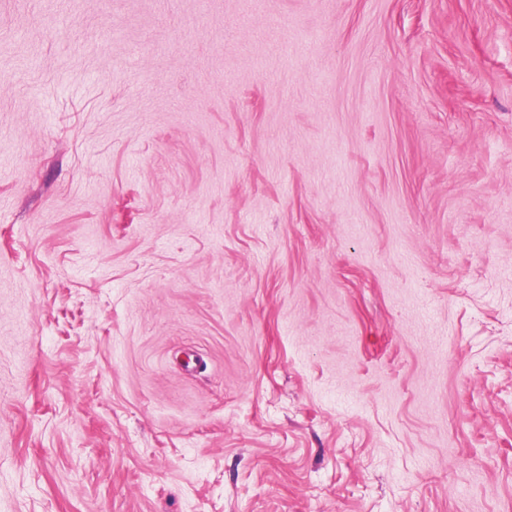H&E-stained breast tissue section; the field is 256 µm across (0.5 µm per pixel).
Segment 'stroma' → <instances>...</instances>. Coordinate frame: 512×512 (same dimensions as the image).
I'll return each instance as SVG.
<instances>
[{
  "instance_id": "1",
  "label": "stroma",
  "mask_w": 512,
  "mask_h": 512,
  "mask_svg": "<svg viewBox=\"0 0 512 512\" xmlns=\"http://www.w3.org/2000/svg\"><path fill=\"white\" fill-rule=\"evenodd\" d=\"M0 512H512V0H0Z\"/></svg>"
}]
</instances>
